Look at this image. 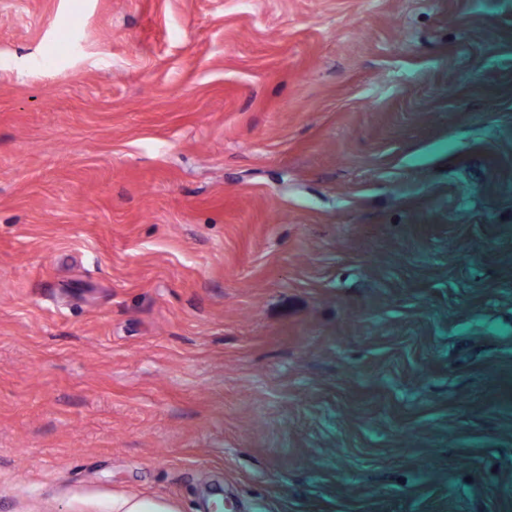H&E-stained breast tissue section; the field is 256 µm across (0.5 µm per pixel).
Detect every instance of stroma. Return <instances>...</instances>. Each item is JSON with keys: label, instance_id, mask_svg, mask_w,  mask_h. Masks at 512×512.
<instances>
[{"label": "stroma", "instance_id": "1", "mask_svg": "<svg viewBox=\"0 0 512 512\" xmlns=\"http://www.w3.org/2000/svg\"><path fill=\"white\" fill-rule=\"evenodd\" d=\"M512 512V0H0V512Z\"/></svg>", "mask_w": 512, "mask_h": 512}]
</instances>
